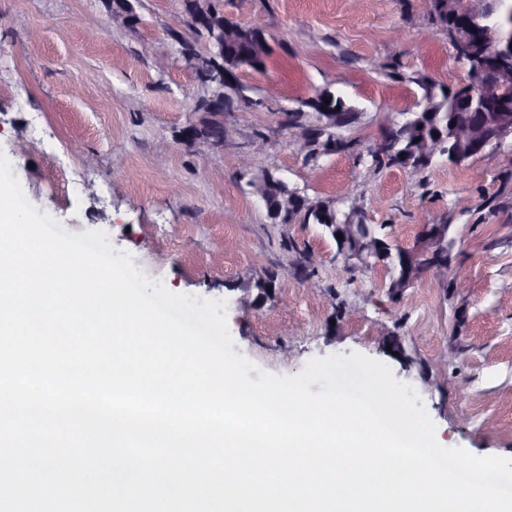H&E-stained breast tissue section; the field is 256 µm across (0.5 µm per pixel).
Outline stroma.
Segmentation results:
<instances>
[{"instance_id":"obj_1","label":"stroma","mask_w":512,"mask_h":512,"mask_svg":"<svg viewBox=\"0 0 512 512\" xmlns=\"http://www.w3.org/2000/svg\"><path fill=\"white\" fill-rule=\"evenodd\" d=\"M221 3L264 30L270 55L265 72L240 73L247 102L224 114L219 148L177 140L201 121L204 93L183 62L156 65L176 48L177 0H137L129 28L112 27L104 0H0V152L27 200L68 232H105L171 292L225 301L234 352L260 370L290 376L316 357L366 355L414 388L441 446L512 458V179L501 152L418 171L372 158L389 122L467 79L443 29L420 35L428 0ZM326 90L351 112L333 152L290 128ZM259 139L257 167L313 202L360 198V220L390 225L403 247H417L422 225L450 224L449 267L466 286L446 294L425 271L392 299L384 270L344 262L322 225L271 220L238 169ZM270 272L272 296L246 305L244 288Z\"/></svg>"}]
</instances>
